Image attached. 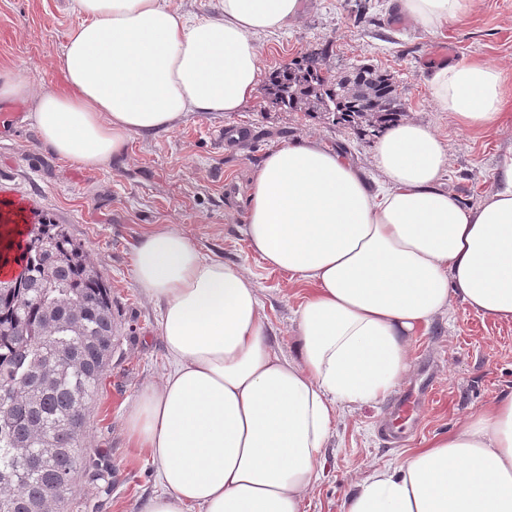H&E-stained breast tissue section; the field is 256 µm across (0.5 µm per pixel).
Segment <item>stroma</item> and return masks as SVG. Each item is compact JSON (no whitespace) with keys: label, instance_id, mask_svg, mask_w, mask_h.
I'll return each mask as SVG.
<instances>
[{"label":"stroma","instance_id":"stroma-1","mask_svg":"<svg viewBox=\"0 0 512 512\" xmlns=\"http://www.w3.org/2000/svg\"><path fill=\"white\" fill-rule=\"evenodd\" d=\"M303 0L287 28L262 34L259 82L237 112H192L168 132L133 137L121 163L86 168L46 148L20 101L0 102V201L20 200L28 223L66 225L112 291V358L88 412L84 452L112 473L111 484L72 478L63 512H142L157 488L154 465L131 448L125 433L130 403L166 367L159 335L160 309L137 284L132 248L157 224H172L200 254L242 267L255 281L272 342L288 350L305 285L268 268L243 231L249 177L266 153L297 137L340 149L370 180L377 138L336 127L323 116L271 106V74L314 50L324 68L341 73L368 66L390 75L410 118L443 140L448 165L444 188L478 206L512 160V107L494 129L464 130L438 111L426 82L443 61L492 60L512 81V0H473L469 15L438 32L396 13L391 0ZM79 18L70 0H0V72L22 74L34 90L60 86L58 60ZM432 377L435 391L413 417L398 422L403 440L384 447L380 425L389 400L343 415L330 437L305 512H342L345 498L375 467L399 465L433 435L453 429L501 392L512 391V322L481 317L460 303L436 317L412 344L408 386Z\"/></svg>","mask_w":512,"mask_h":512}]
</instances>
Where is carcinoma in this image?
I'll list each match as a JSON object with an SVG mask.
<instances>
[{
	"label": "carcinoma",
	"instance_id": "carcinoma-1",
	"mask_svg": "<svg viewBox=\"0 0 512 512\" xmlns=\"http://www.w3.org/2000/svg\"><path fill=\"white\" fill-rule=\"evenodd\" d=\"M312 52L276 70L271 104L333 125L378 131L403 113L389 75L363 66L337 76ZM111 290L62 224L38 225L21 255V274L0 279V504L13 512H57L79 469L94 459L76 453L87 405L112 356Z\"/></svg>",
	"mask_w": 512,
	"mask_h": 512
}]
</instances>
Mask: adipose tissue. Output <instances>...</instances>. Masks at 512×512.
Returning <instances> with one entry per match:
<instances>
[{"label": "adipose tissue", "instance_id": "obj_1", "mask_svg": "<svg viewBox=\"0 0 512 512\" xmlns=\"http://www.w3.org/2000/svg\"><path fill=\"white\" fill-rule=\"evenodd\" d=\"M222 4L221 16L191 18L166 0H75L62 87L37 92L2 73L0 100L28 103L42 143L87 168L122 159L132 137L187 113L238 111L260 79L258 35L286 28L302 0ZM471 4L395 0L430 31ZM428 85L438 110L472 130L496 127L512 99L490 60L441 63ZM375 162L378 191L345 155L295 139L251 175L250 247L312 287L289 353L269 341L243 268L204 258L170 225L135 244L134 276L160 308L167 361L126 420L160 484L144 512H303L338 418L409 378L421 326L456 301L512 322V163L470 207L443 187L445 146L417 120L388 127ZM343 512H512V391L399 466L372 469Z\"/></svg>", "mask_w": 512, "mask_h": 512}]
</instances>
